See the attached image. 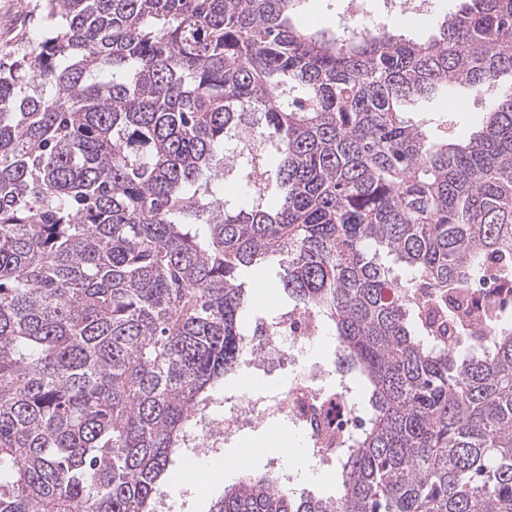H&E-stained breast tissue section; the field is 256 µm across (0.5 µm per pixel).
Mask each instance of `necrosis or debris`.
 Returning <instances> with one entry per match:
<instances>
[{"label":"necrosis or debris","mask_w":512,"mask_h":512,"mask_svg":"<svg viewBox=\"0 0 512 512\" xmlns=\"http://www.w3.org/2000/svg\"><path fill=\"white\" fill-rule=\"evenodd\" d=\"M321 325L315 315L290 309L276 318L253 321L243 340L241 364L245 369L271 374L291 366L290 379L279 381L269 396L241 394L222 415L204 408L188 435V462H213L225 440L261 418L279 415L291 422L309 448L319 447L322 431L348 436L357 423V407L346 394L327 392L322 380L330 376L326 366L305 360L307 342L318 338Z\"/></svg>","instance_id":"obj_1"}]
</instances>
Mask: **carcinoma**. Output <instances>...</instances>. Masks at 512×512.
<instances>
[{"label": "carcinoma", "mask_w": 512, "mask_h": 512, "mask_svg": "<svg viewBox=\"0 0 512 512\" xmlns=\"http://www.w3.org/2000/svg\"><path fill=\"white\" fill-rule=\"evenodd\" d=\"M301 2L45 0L0 61V512H156L270 258L371 411L336 497L246 471L210 512H512V319L468 293H512V0L428 42ZM462 86L464 144L402 111ZM348 0H305L293 16V21L304 27H323L336 30L341 17L348 18Z\"/></svg>", "instance_id": "cac0c4a2"}]
</instances>
